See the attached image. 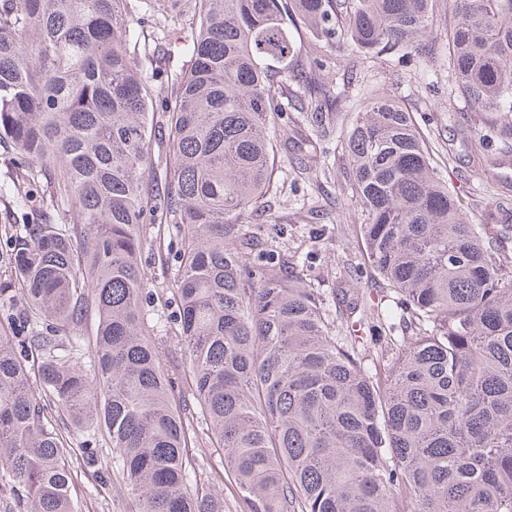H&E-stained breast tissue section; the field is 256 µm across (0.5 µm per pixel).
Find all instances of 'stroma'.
<instances>
[{"label":"stroma","instance_id":"1","mask_svg":"<svg viewBox=\"0 0 512 512\" xmlns=\"http://www.w3.org/2000/svg\"><path fill=\"white\" fill-rule=\"evenodd\" d=\"M457 16L452 0H436L429 41L431 58L412 54L385 56L372 63L359 62L355 80H347L345 65L352 53L344 43L334 44L330 64L310 71L307 82L288 87V135L298 151L275 159L274 182L257 211L226 215V222L247 225L263 244L272 247L279 262L295 261L304 280L322 295L337 335H345L347 314L338 306L340 292L372 295L383 283L364 259L359 233L362 212L348 190V157L341 138L349 132L374 92L390 95L411 112L421 134L435 151L444 179L471 199L469 219L491 221L493 190L512 193V163L495 175L477 164L476 147L488 133L482 113L453 91L448 68V28ZM334 91L325 124L334 135L319 136L300 102L309 86ZM145 246L140 264L156 288L175 277L181 243L175 224H146L141 228ZM78 512H126L127 502L117 488H100L93 469L74 475L72 489Z\"/></svg>","mask_w":512,"mask_h":512}]
</instances>
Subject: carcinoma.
Here are the masks:
<instances>
[{
  "label": "carcinoma",
  "mask_w": 512,
  "mask_h": 512,
  "mask_svg": "<svg viewBox=\"0 0 512 512\" xmlns=\"http://www.w3.org/2000/svg\"><path fill=\"white\" fill-rule=\"evenodd\" d=\"M435 0H171L153 44L130 51L134 0H0V201L51 185L57 224L0 225L25 306L0 331V472L10 512H76L70 429L112 448L102 483L131 512H224V476L201 482L194 423L224 452L246 512H512V263L509 227L473 224L410 113L372 94L344 142L367 258L396 306L341 294L372 336H337L319 293L289 267L252 259L240 224L270 189L269 129L286 111L300 49L309 69L346 41L371 57L426 51ZM454 90L512 139V0H455ZM192 17L185 65L153 69L168 150L150 143L144 70ZM332 93L304 104L322 123ZM78 210L81 229L65 217ZM182 226L166 287L184 353L151 336L157 289L140 267V225ZM97 312L94 347L76 332ZM412 331L398 340L396 326ZM36 386H31V383ZM184 388L179 400L174 392Z\"/></svg>",
  "instance_id": "1"
}]
</instances>
